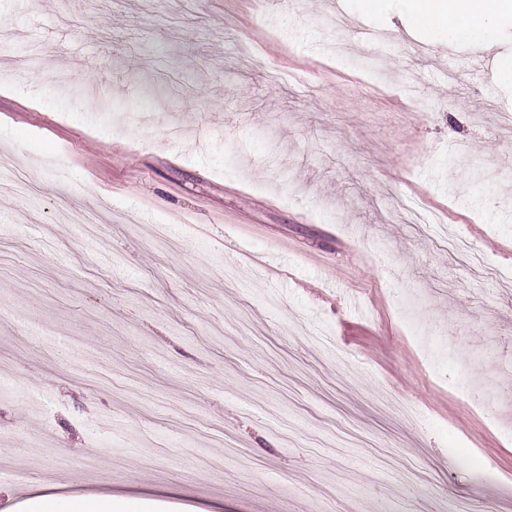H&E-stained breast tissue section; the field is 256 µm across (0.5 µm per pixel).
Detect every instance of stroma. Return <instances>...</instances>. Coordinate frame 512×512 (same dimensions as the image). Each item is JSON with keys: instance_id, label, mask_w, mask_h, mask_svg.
<instances>
[{"instance_id": "1", "label": "stroma", "mask_w": 512, "mask_h": 512, "mask_svg": "<svg viewBox=\"0 0 512 512\" xmlns=\"http://www.w3.org/2000/svg\"><path fill=\"white\" fill-rule=\"evenodd\" d=\"M1 24L0 512H512L511 19L0 0ZM156 503L112 493L76 496L39 495L26 501V512H159Z\"/></svg>"}]
</instances>
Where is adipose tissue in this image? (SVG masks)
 <instances>
[{
    "instance_id": "adipose-tissue-1",
    "label": "adipose tissue",
    "mask_w": 512,
    "mask_h": 512,
    "mask_svg": "<svg viewBox=\"0 0 512 512\" xmlns=\"http://www.w3.org/2000/svg\"><path fill=\"white\" fill-rule=\"evenodd\" d=\"M415 21L453 35L488 30L503 14L512 15V0H407ZM146 499L109 493L76 496L39 495L26 502V512H154Z\"/></svg>"
}]
</instances>
